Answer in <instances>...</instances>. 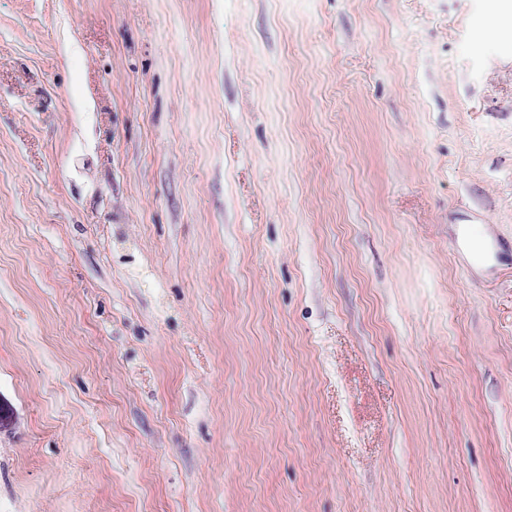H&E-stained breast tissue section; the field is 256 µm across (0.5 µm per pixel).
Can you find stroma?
I'll return each instance as SVG.
<instances>
[{
    "instance_id": "1",
    "label": "stroma",
    "mask_w": 512,
    "mask_h": 512,
    "mask_svg": "<svg viewBox=\"0 0 512 512\" xmlns=\"http://www.w3.org/2000/svg\"><path fill=\"white\" fill-rule=\"evenodd\" d=\"M0 512H512V0H0Z\"/></svg>"
}]
</instances>
